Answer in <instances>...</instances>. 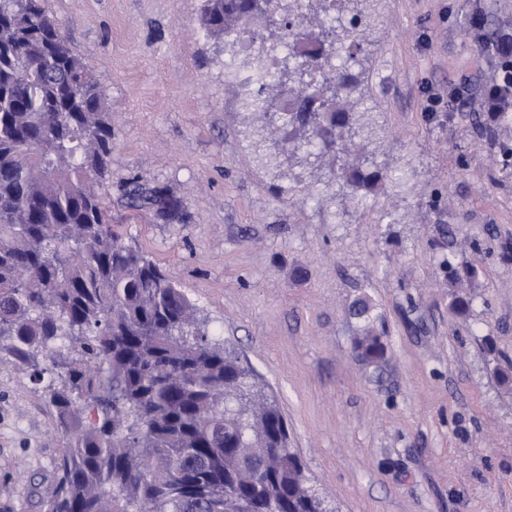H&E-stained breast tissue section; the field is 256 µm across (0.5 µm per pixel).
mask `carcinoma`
Instances as JSON below:
<instances>
[{
	"label": "carcinoma",
	"mask_w": 512,
	"mask_h": 512,
	"mask_svg": "<svg viewBox=\"0 0 512 512\" xmlns=\"http://www.w3.org/2000/svg\"><path fill=\"white\" fill-rule=\"evenodd\" d=\"M268 35L288 50L260 83L288 96L280 113L291 153L316 162L350 153L368 117L354 63L331 37L353 30L341 17L315 36L297 25L303 0H271ZM201 23L237 39L256 32L224 0ZM512 33L491 43L512 68ZM490 125L509 119L512 80L487 94ZM112 118L100 80L74 55L41 0H0V360L44 384L55 431L67 447L46 488L48 512H324L307 488L279 407L246 383L236 354L198 327L196 308L141 248L126 242L103 203L111 173ZM340 188L398 180L343 162ZM131 206L172 219L182 201L130 182ZM451 309L467 313L472 266L446 263ZM359 354L383 358L372 307Z\"/></svg>",
	"instance_id": "carcinoma-1"
}]
</instances>
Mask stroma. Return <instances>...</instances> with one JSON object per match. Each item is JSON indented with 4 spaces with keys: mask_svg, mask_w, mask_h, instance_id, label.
<instances>
[{
    "mask_svg": "<svg viewBox=\"0 0 512 512\" xmlns=\"http://www.w3.org/2000/svg\"><path fill=\"white\" fill-rule=\"evenodd\" d=\"M98 76L112 114L113 223L233 349L275 401L327 512H512V121L483 128L500 78L493 33L512 0H366L357 12L365 150L400 183L338 194L328 165H261L252 139L284 142L224 77V39L201 0H43ZM183 203L166 220L129 208L126 185ZM476 267L467 316L443 261ZM368 299L386 354L353 345ZM66 441L42 386L0 361V512H47Z\"/></svg>",
    "mask_w": 512,
    "mask_h": 512,
    "instance_id": "35a3bbf8",
    "label": "stroma"
}]
</instances>
